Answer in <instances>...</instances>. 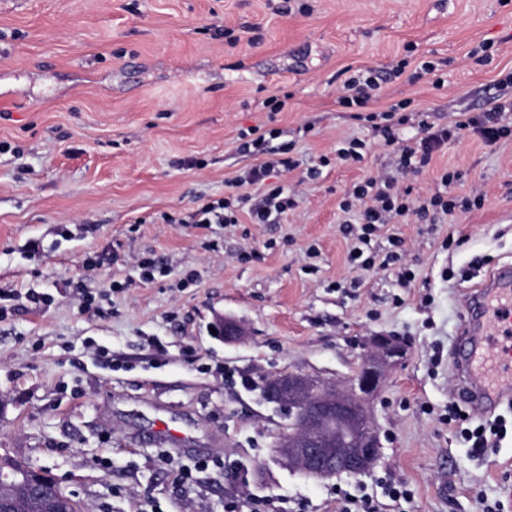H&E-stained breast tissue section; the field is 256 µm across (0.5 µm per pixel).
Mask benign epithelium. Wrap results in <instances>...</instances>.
<instances>
[{"label": "benign epithelium", "instance_id": "obj_1", "mask_svg": "<svg viewBox=\"0 0 512 512\" xmlns=\"http://www.w3.org/2000/svg\"><path fill=\"white\" fill-rule=\"evenodd\" d=\"M216 335L240 340L245 330L226 320L215 327ZM405 354V344L394 336H372L363 346L358 370L343 384L301 375H284L271 381L269 399L288 408L293 416L287 434L277 445L288 467L315 478L337 473L361 476L376 463L381 443L367 405L379 392L386 370ZM357 426L352 446L342 445L329 429L335 420ZM22 489L40 496L44 512H57L54 483L40 469L0 476V512H14V491Z\"/></svg>", "mask_w": 512, "mask_h": 512}]
</instances>
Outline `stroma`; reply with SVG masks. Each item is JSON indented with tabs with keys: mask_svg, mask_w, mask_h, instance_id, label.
<instances>
[{
	"mask_svg": "<svg viewBox=\"0 0 512 512\" xmlns=\"http://www.w3.org/2000/svg\"><path fill=\"white\" fill-rule=\"evenodd\" d=\"M0 0V458L45 469L82 512H224L230 501L290 500L340 512L337 488H361L382 512H512L507 431L474 456L448 423L449 362L464 287L512 263V138L449 142L409 183L441 191L463 172L481 209L447 224H388L371 241L403 263L364 271L349 258L340 201L397 157L336 98L347 68L381 73L375 102L408 98L431 122L480 108L512 70V4L500 0ZM481 41L491 63L467 58ZM448 61V85L408 83L407 58ZM290 92L284 111L265 100ZM276 128L300 168L283 184L298 205L281 223L192 224L254 163L242 130ZM370 143L335 162L343 140ZM331 157L319 177L307 168ZM456 238L460 247L445 243ZM165 276L147 281L139 264ZM454 269L458 276L444 280ZM93 298L84 307L79 297ZM231 316L247 330L213 335ZM406 345L369 412L381 451L361 476L315 479L276 455L292 419L265 399L286 374L341 383L369 336ZM192 471L186 483L175 467ZM412 497L392 502L385 482ZM369 151L365 140L359 138L347 139L336 150V160L344 164L361 163Z\"/></svg>",
	"mask_w": 512,
	"mask_h": 512,
	"instance_id": "obj_1",
	"label": "stroma"
}]
</instances>
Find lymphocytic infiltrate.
<instances>
[{
    "mask_svg": "<svg viewBox=\"0 0 512 512\" xmlns=\"http://www.w3.org/2000/svg\"><path fill=\"white\" fill-rule=\"evenodd\" d=\"M378 89L374 70L361 69L344 80L336 102L351 112L353 120L375 124L382 146L397 155L402 173L421 172L449 140H460L463 135L477 136L488 146L512 136V121L507 118L512 112V98L494 95L488 98L482 111L455 113L447 125L436 126L425 120L419 121V139L413 142L405 140L400 131L409 121L410 100L396 101L381 112L372 111L370 105ZM279 136L280 132L275 128H252L240 132L239 152L255 157L256 162L244 175L235 179L238 194L203 205L196 213L198 223H237L236 211L244 207L253 223L277 224L287 211L295 208L294 193L288 192L278 178L282 172L295 169L297 163L289 156L290 146L280 142ZM462 179L460 171L444 170L440 176L442 191L420 197L413 195L410 188L398 187L394 178L381 174L365 177L340 203L341 211L353 219L348 227L353 239L351 262L363 270L377 266L386 269L399 262L402 240L398 237L391 238L392 249L383 260H375L374 256L364 253L372 236L395 219L411 218L419 224H442L457 213L483 207L485 197L481 192L474 191L465 196L455 193L454 188ZM257 184L263 185L264 191L256 200L248 188Z\"/></svg>",
    "mask_w": 512,
    "mask_h": 512,
    "instance_id": "1",
    "label": "lymphocytic infiltrate"
}]
</instances>
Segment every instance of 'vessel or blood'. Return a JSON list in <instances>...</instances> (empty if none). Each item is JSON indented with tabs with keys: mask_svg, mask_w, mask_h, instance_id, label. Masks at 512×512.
I'll return each mask as SVG.
<instances>
[{
	"mask_svg": "<svg viewBox=\"0 0 512 512\" xmlns=\"http://www.w3.org/2000/svg\"><path fill=\"white\" fill-rule=\"evenodd\" d=\"M463 349L451 369L479 412L512 399V268H500L462 300Z\"/></svg>",
	"mask_w": 512,
	"mask_h": 512,
	"instance_id": "obj_1",
	"label": "vessel or blood"
}]
</instances>
